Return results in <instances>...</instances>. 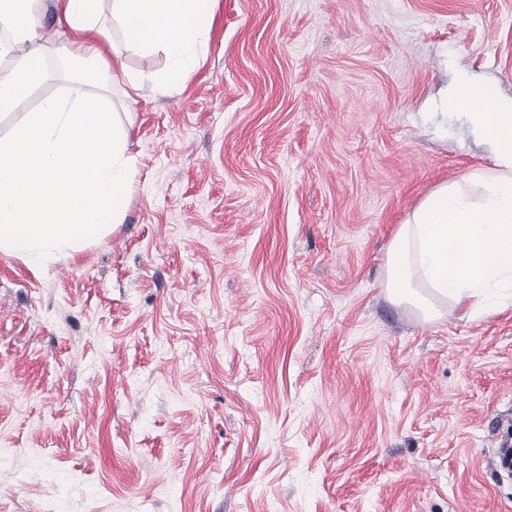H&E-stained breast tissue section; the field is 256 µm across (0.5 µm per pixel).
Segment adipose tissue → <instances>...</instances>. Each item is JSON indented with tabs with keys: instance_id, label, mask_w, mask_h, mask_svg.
Returning <instances> with one entry per match:
<instances>
[{
	"instance_id": "obj_1",
	"label": "adipose tissue",
	"mask_w": 512,
	"mask_h": 512,
	"mask_svg": "<svg viewBox=\"0 0 512 512\" xmlns=\"http://www.w3.org/2000/svg\"><path fill=\"white\" fill-rule=\"evenodd\" d=\"M49 2L56 43L38 30ZM106 5L124 37L108 55L99 41ZM210 25L202 0H0V29L9 33L0 40V112L24 114L0 138V252L37 268L126 218L122 201L133 175L126 129L105 95L78 87L27 110L46 75L44 57L91 66L93 84L135 89L123 47L162 48L173 71L186 76L199 64ZM459 104L493 165L431 192L388 249V293L429 319L436 315L431 290L476 315L512 300V97L476 77Z\"/></svg>"
}]
</instances>
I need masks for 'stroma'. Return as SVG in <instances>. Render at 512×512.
Returning <instances> with one entry per match:
<instances>
[{
	"mask_svg": "<svg viewBox=\"0 0 512 512\" xmlns=\"http://www.w3.org/2000/svg\"><path fill=\"white\" fill-rule=\"evenodd\" d=\"M200 62L125 50L124 223L0 252V512H512V304L385 287L438 186L491 166L512 0H208Z\"/></svg>",
	"mask_w": 512,
	"mask_h": 512,
	"instance_id": "stroma-1",
	"label": "stroma"
}]
</instances>
